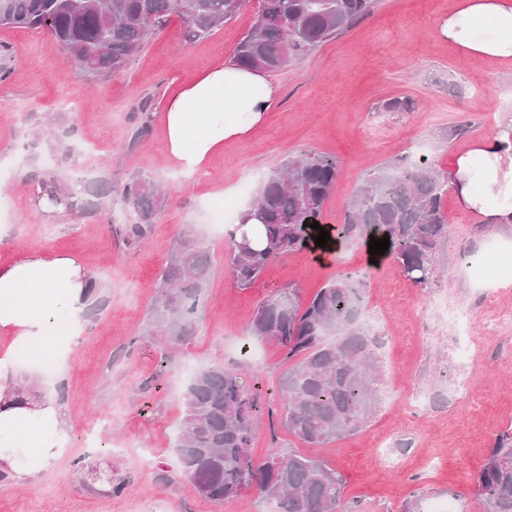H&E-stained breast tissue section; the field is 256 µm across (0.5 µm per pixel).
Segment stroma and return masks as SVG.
I'll list each match as a JSON object with an SVG mask.
<instances>
[{
    "label": "stroma",
    "instance_id": "stroma-1",
    "mask_svg": "<svg viewBox=\"0 0 512 512\" xmlns=\"http://www.w3.org/2000/svg\"><path fill=\"white\" fill-rule=\"evenodd\" d=\"M463 0H376L370 15L307 56L271 73L277 106L241 140L225 144L187 176L168 156L162 110L203 71L235 58L258 0L205 39L186 41L171 20L118 75L87 77L74 57L39 29L1 28L0 265L24 250L78 258L99 284V309L71 357L44 371L61 381L72 437L68 454L23 483L0 482V512H270L257 489L215 502L176 476L175 438L187 373L221 364L258 387L263 409L279 410L276 381L287 364L273 343L252 336L251 319L273 290L299 289L309 299L328 280L349 273L365 282L362 318L381 338L380 401L365 426L320 447L263 418L254 459L271 448L324 460L344 480L348 512H423L438 498L457 512H484L476 477L497 434L512 428V322L496 334L485 324L512 313V278L476 287L458 256L484 250L483 224L448 197V238L439 270L413 285L386 256L372 259L357 242L330 261L289 253L248 288L228 272L225 214L212 208L223 188L250 204L260 184L291 155L312 150L340 164L323 222H342L365 181L426 155L446 170L460 152L501 130L512 115V63L464 54L440 38L439 22ZM411 97V112H386L389 99ZM146 171L165 190V205L146 244L125 246L115 233L130 215L120 201L91 214L41 208V178L89 186L118 183ZM200 231L213 276L196 336L173 361L147 324L158 276L186 226ZM465 305L469 342L479 357L469 399L455 398V333L422 304ZM112 472L115 494L89 478Z\"/></svg>",
    "mask_w": 512,
    "mask_h": 512
}]
</instances>
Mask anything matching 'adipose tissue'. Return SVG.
I'll return each instance as SVG.
<instances>
[{
  "label": "adipose tissue",
  "mask_w": 512,
  "mask_h": 512,
  "mask_svg": "<svg viewBox=\"0 0 512 512\" xmlns=\"http://www.w3.org/2000/svg\"><path fill=\"white\" fill-rule=\"evenodd\" d=\"M440 35L466 54L512 57V0H464L439 26ZM265 72L228 60L182 87L164 105L168 157L182 171L201 169L225 143L243 138L278 102ZM459 204L473 212L489 234L512 227V134L477 141L455 158L446 173ZM89 275L72 256L23 252L0 268V331L28 344L32 364L24 368L0 358V471L23 482L31 476L17 456L26 452L48 466L64 456L71 436L56 398L55 384L37 380L43 359L65 360L70 342L51 340L61 316L71 321L72 339L88 332L85 291Z\"/></svg>",
  "instance_id": "obj_1"
}]
</instances>
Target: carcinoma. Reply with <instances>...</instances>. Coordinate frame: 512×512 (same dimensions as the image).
<instances>
[{
  "instance_id": "1",
  "label": "carcinoma",
  "mask_w": 512,
  "mask_h": 512,
  "mask_svg": "<svg viewBox=\"0 0 512 512\" xmlns=\"http://www.w3.org/2000/svg\"><path fill=\"white\" fill-rule=\"evenodd\" d=\"M245 0H0V27L41 29L59 42L94 77L115 75L135 52L168 26L181 23L185 38L208 37L232 19ZM374 0H259L254 22L236 52L245 68L277 72L306 56L371 13ZM336 158L303 150L291 155L261 185L252 202L262 222V243L250 244L241 227L227 233L229 273L241 288L251 286L269 263L309 247L314 230L336 188ZM84 189L56 181L46 197L83 216L91 204ZM134 222L118 234L136 246L151 234L165 196L149 174L112 186ZM447 181L428 158L395 173L381 171L361 187L345 222L332 228L346 245L370 237L389 238L386 254L415 284H425L448 238ZM212 277L205 243L188 227L174 244L157 284L149 330L164 338L174 357L195 335ZM363 292L349 274L328 281L307 302L295 288L272 291L257 307L250 332L275 343L288 361L276 382L288 432L318 447L357 431L379 401L375 350L379 337L360 323ZM261 395L222 365L190 378L175 448L179 473L209 500H228L256 487L272 512H336L344 481L324 461L276 448L257 461L249 454L256 434ZM485 512H512V432L498 434L477 476Z\"/></svg>"
}]
</instances>
